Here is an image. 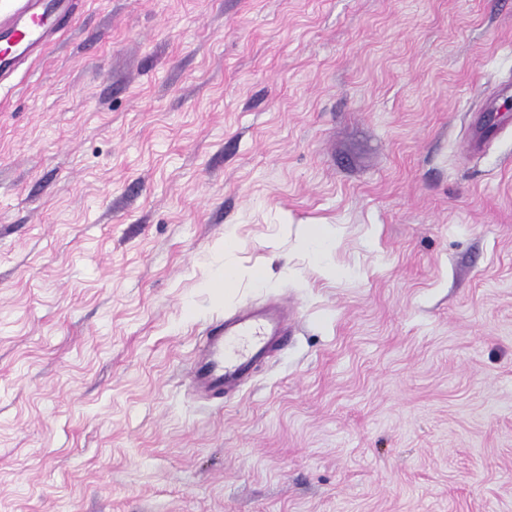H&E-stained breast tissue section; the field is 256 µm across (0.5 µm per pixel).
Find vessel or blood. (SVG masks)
<instances>
[{
  "label": "vessel or blood",
  "mask_w": 512,
  "mask_h": 512,
  "mask_svg": "<svg viewBox=\"0 0 512 512\" xmlns=\"http://www.w3.org/2000/svg\"><path fill=\"white\" fill-rule=\"evenodd\" d=\"M75 0H18L16 9L0 14V83L43 54L72 22ZM287 303L271 300L240 306L215 321L187 371L192 393L210 399L243 387L253 364L290 336Z\"/></svg>",
  "instance_id": "vessel-or-blood-1"
}]
</instances>
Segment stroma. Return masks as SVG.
Returning a JSON list of instances; mask_svg holds the SVG:
<instances>
[{"mask_svg": "<svg viewBox=\"0 0 512 512\" xmlns=\"http://www.w3.org/2000/svg\"><path fill=\"white\" fill-rule=\"evenodd\" d=\"M509 96L512 0H83L0 89V512H512ZM304 248L312 255L326 275L336 276L337 268L328 265L325 261L326 254L335 247V234L326 228L315 227L303 238ZM290 308L271 300L259 306H239L215 321L197 349L187 371L192 393L205 399L243 387L253 364L290 336Z\"/></svg>", "mask_w": 512, "mask_h": 512, "instance_id": "stroma-1", "label": "stroma"}]
</instances>
